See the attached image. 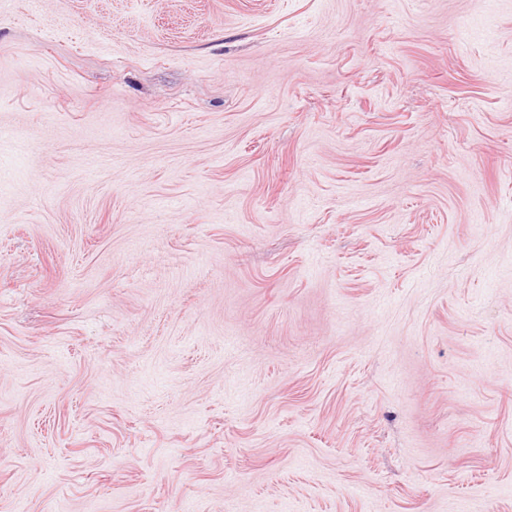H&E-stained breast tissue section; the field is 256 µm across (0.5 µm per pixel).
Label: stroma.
Segmentation results:
<instances>
[{"mask_svg": "<svg viewBox=\"0 0 512 512\" xmlns=\"http://www.w3.org/2000/svg\"><path fill=\"white\" fill-rule=\"evenodd\" d=\"M0 512H512V0H0Z\"/></svg>", "mask_w": 512, "mask_h": 512, "instance_id": "35a3bbf8", "label": "stroma"}]
</instances>
